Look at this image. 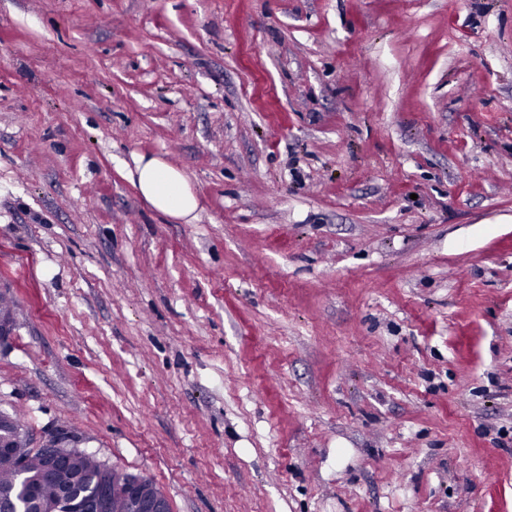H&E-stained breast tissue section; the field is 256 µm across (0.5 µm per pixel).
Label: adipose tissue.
<instances>
[{
	"instance_id": "obj_1",
	"label": "adipose tissue",
	"mask_w": 512,
	"mask_h": 512,
	"mask_svg": "<svg viewBox=\"0 0 512 512\" xmlns=\"http://www.w3.org/2000/svg\"><path fill=\"white\" fill-rule=\"evenodd\" d=\"M128 177L150 208L176 221L196 220L199 197L184 172L169 161L138 156Z\"/></svg>"
}]
</instances>
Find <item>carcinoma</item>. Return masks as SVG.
I'll list each match as a JSON object with an SVG mask.
<instances>
[{"label":"carcinoma","instance_id":"obj_1","mask_svg":"<svg viewBox=\"0 0 512 512\" xmlns=\"http://www.w3.org/2000/svg\"><path fill=\"white\" fill-rule=\"evenodd\" d=\"M11 452L0 447V501L12 504L15 512H37L64 492L75 510L84 501L81 490L87 488L112 489L109 512H129L124 497L127 472L106 467L95 454L83 450L70 458L67 471L55 472L44 455L31 454L18 467L9 461Z\"/></svg>","mask_w":512,"mask_h":512}]
</instances>
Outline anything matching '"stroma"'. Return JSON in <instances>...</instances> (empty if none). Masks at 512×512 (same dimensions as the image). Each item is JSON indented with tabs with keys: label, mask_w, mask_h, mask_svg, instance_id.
<instances>
[{
	"label": "stroma",
	"mask_w": 512,
	"mask_h": 512,
	"mask_svg": "<svg viewBox=\"0 0 512 512\" xmlns=\"http://www.w3.org/2000/svg\"><path fill=\"white\" fill-rule=\"evenodd\" d=\"M0 294L171 512H512V0H0ZM128 177L150 208L187 224L197 219L199 197L184 172L169 161L140 155Z\"/></svg>",
	"instance_id": "stroma-1"
}]
</instances>
